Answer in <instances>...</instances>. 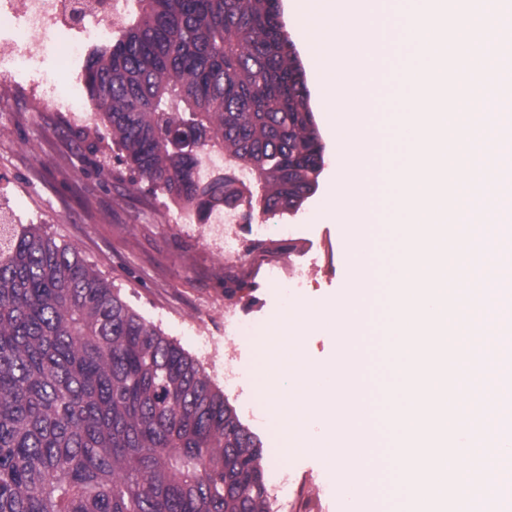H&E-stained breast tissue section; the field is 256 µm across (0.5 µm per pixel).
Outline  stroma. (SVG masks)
Here are the masks:
<instances>
[{"mask_svg":"<svg viewBox=\"0 0 512 512\" xmlns=\"http://www.w3.org/2000/svg\"><path fill=\"white\" fill-rule=\"evenodd\" d=\"M296 0H281V19L305 68L315 118H322L323 96L307 44L296 38ZM319 133L324 165L316 192L294 214L265 216L242 205V213L266 223L299 225V238L249 242L235 262L205 224H185L177 208L122 159L96 108L73 114L43 106L35 87L0 78V210L15 223L37 224L57 243L75 247L85 264L110 282L148 324L179 343L195 358L266 449V474L290 473L300 493L301 512H340L343 501L332 475L315 454L283 455V435L256 392L255 336L285 307L265 270L285 262L310 271L309 285L294 299L307 314L329 315L331 303L349 292V269H331L343 247V227L321 224L315 212L334 173L336 139ZM244 326L227 338L224 326ZM236 350L244 373L224 381V355Z\"/></svg>","mask_w":512,"mask_h":512,"instance_id":"35a3bbf8","label":"stroma"}]
</instances>
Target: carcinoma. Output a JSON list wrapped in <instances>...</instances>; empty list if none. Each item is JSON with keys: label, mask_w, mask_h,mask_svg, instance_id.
Wrapping results in <instances>:
<instances>
[{"label": "carcinoma", "mask_w": 512, "mask_h": 512, "mask_svg": "<svg viewBox=\"0 0 512 512\" xmlns=\"http://www.w3.org/2000/svg\"><path fill=\"white\" fill-rule=\"evenodd\" d=\"M83 66L125 162L206 216L314 192L322 146L276 0H139ZM262 441L199 364L36 224L0 225V512H272ZM227 165V159L224 156V151L209 150L202 159L199 166V174L201 180L210 179L215 175H220L224 172Z\"/></svg>", "instance_id": "cac0c4a2"}]
</instances>
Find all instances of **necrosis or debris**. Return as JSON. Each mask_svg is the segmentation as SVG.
<instances>
[{
  "mask_svg": "<svg viewBox=\"0 0 512 512\" xmlns=\"http://www.w3.org/2000/svg\"><path fill=\"white\" fill-rule=\"evenodd\" d=\"M121 23L116 0H0V77L35 85L42 102L58 111L84 112L79 81L58 89L53 68L105 44Z\"/></svg>",
  "mask_w": 512,
  "mask_h": 512,
  "instance_id": "obj_1",
  "label": "necrosis or debris"
}]
</instances>
